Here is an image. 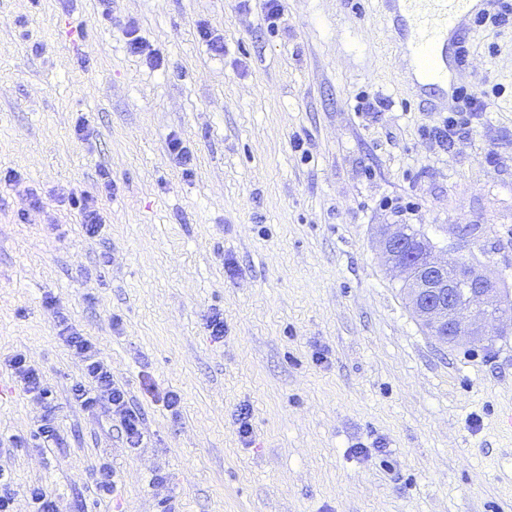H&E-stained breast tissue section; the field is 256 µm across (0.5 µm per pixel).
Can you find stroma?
I'll use <instances>...</instances> for the list:
<instances>
[{
	"label": "stroma",
	"instance_id": "1",
	"mask_svg": "<svg viewBox=\"0 0 512 512\" xmlns=\"http://www.w3.org/2000/svg\"><path fill=\"white\" fill-rule=\"evenodd\" d=\"M265 3L0 0V177L42 200L21 218L0 195V360L26 352L64 438L43 445L39 405L0 368L16 512L36 483L59 512H512V330L441 344L378 248L408 224L512 290V31L470 32L462 79L488 109L445 146L379 13L282 0L272 22ZM104 170L91 237L57 196H100ZM62 315L140 408L141 447L71 400L83 365ZM103 461L114 500L96 493Z\"/></svg>",
	"mask_w": 512,
	"mask_h": 512
}]
</instances>
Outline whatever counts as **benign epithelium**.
<instances>
[{
  "mask_svg": "<svg viewBox=\"0 0 512 512\" xmlns=\"http://www.w3.org/2000/svg\"><path fill=\"white\" fill-rule=\"evenodd\" d=\"M409 234L407 224L389 225L380 241V251L390 268L414 284L412 309L417 318L430 320L433 311L428 305L433 302L446 307L448 329L442 336L450 344L485 340L512 328V302L502 298L500 280L482 271L468 272L458 258L445 261L431 257L426 278L414 281L412 256L405 251Z\"/></svg>",
  "mask_w": 512,
  "mask_h": 512,
  "instance_id": "7a95c632",
  "label": "benign epithelium"
}]
</instances>
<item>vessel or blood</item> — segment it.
I'll use <instances>...</instances> for the list:
<instances>
[{"instance_id": "vessel-or-blood-1", "label": "vessel or blood", "mask_w": 512, "mask_h": 512, "mask_svg": "<svg viewBox=\"0 0 512 512\" xmlns=\"http://www.w3.org/2000/svg\"><path fill=\"white\" fill-rule=\"evenodd\" d=\"M493 4L494 0H380L403 54L423 73L417 81L422 111H438V98L455 100L456 76L466 67V35Z\"/></svg>"}]
</instances>
